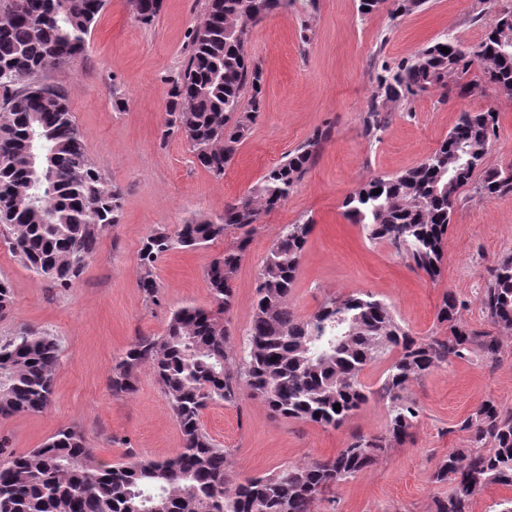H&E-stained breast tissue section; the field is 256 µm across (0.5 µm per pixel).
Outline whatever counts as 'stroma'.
<instances>
[{
	"instance_id": "1",
	"label": "stroma",
	"mask_w": 512,
	"mask_h": 512,
	"mask_svg": "<svg viewBox=\"0 0 512 512\" xmlns=\"http://www.w3.org/2000/svg\"><path fill=\"white\" fill-rule=\"evenodd\" d=\"M206 0H162L148 26L138 23L129 0H107L87 38L84 53L52 76L66 93L86 153L122 190L119 222L100 241L80 280L53 288L0 246V281L13 306L0 316V336L23 327L60 339L54 400L41 413L0 419V435L16 452L39 447L62 428L80 431L96 460L126 461L128 452L162 459L181 445L178 425L150 367H141L136 388L113 394L112 363L135 336H159L169 314L181 306H208L204 271L236 239L162 256L153 276L159 305L146 302L137 286L139 251L149 231L173 229L252 189L314 131L331 128L301 183L281 207L267 214L233 281L235 305L228 328L240 344L253 314L262 262L285 225L312 218L290 297L292 308L311 315L330 296L367 291L389 305L418 338L445 332L436 319L446 293L464 301L468 324L488 323L480 291L488 270L512 252V196L488 200L471 188L458 192L439 279L408 267L385 242L369 241L361 225L344 215V198L376 175L415 166L447 136L460 112L494 108L499 124L486 156L490 168L512 163V99L483 82L480 67L464 80L468 96L442 97L430 90L393 107L384 128L365 136L362 117L375 86L376 69L396 65L454 30L478 43L494 23L492 0H426L400 17L387 11L360 15L357 0H294L250 33L248 52L265 72L264 108L223 177L198 164L182 138L162 140L166 91L186 60V34ZM420 409L411 441L393 445L366 471L349 479L318 512H433L450 484L432 474L448 452L464 447L459 426L484 400L512 409V335L504 337L498 362L449 360L409 391ZM388 407L373 399L342 427L333 429L271 414L259 400L207 408L201 423L214 442L230 449L229 468L247 478L284 465L329 457L353 436L384 432Z\"/></svg>"
}]
</instances>
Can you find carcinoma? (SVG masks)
Returning a JSON list of instances; mask_svg holds the SVG:
<instances>
[{
	"instance_id": "1",
	"label": "carcinoma",
	"mask_w": 512,
	"mask_h": 512,
	"mask_svg": "<svg viewBox=\"0 0 512 512\" xmlns=\"http://www.w3.org/2000/svg\"><path fill=\"white\" fill-rule=\"evenodd\" d=\"M106 2L0 0V245L54 288L80 279L121 209V189L88 157L65 93L50 82L53 71L83 54ZM494 2L496 24L512 30V0ZM424 3L358 0L357 10L364 15L383 7L394 18ZM291 4L207 0L187 33V62L168 82L161 141L182 138L201 166L224 176L263 108L264 72L248 54L250 29ZM132 6L136 20L148 26L162 0H132ZM444 47L450 52H441ZM475 64L482 66L485 83L512 98V44L489 30L479 43L466 45L449 31L396 66L381 65L363 116L365 134L383 128L386 106L431 89L446 92L449 79L461 78ZM497 126L493 108L460 113L416 166L376 175L347 195L344 215L362 226L367 239L389 242L410 267L437 279L459 189L470 186L490 200L512 195V168L485 167ZM329 136L327 129L315 131L223 213L194 218L174 231L155 228L143 240L138 287L156 305L152 268L161 256L239 233L236 246L205 269L211 307L171 311L162 335L135 337L112 363L114 394L133 392L138 370L153 369L178 424L180 448L165 459L131 451L130 461L105 466L75 429H60L25 454L0 437V512H317L320 501L371 467L392 443L412 437L420 418L406 395L412 382L450 359L498 358L501 338L512 332V253L497 260L482 290L491 329L471 328L462 304L447 293L437 321L448 326V335L416 339L368 292L331 298L307 317L292 309L311 218L285 225L271 245L244 355L233 358L224 320L251 235L288 200ZM377 188L381 192L372 194ZM387 353L377 391L389 403L385 432L356 436L329 458L238 481L227 468L228 449L216 446L201 426L208 406L235 405L246 393L275 416L337 429L368 402L361 374ZM60 357L58 338L40 329L25 327L0 338V418L49 408ZM460 430L469 446L453 449L433 473L435 482L451 484L448 497L435 501V512H472L474 497L488 485L512 489V410L485 400Z\"/></svg>"
}]
</instances>
